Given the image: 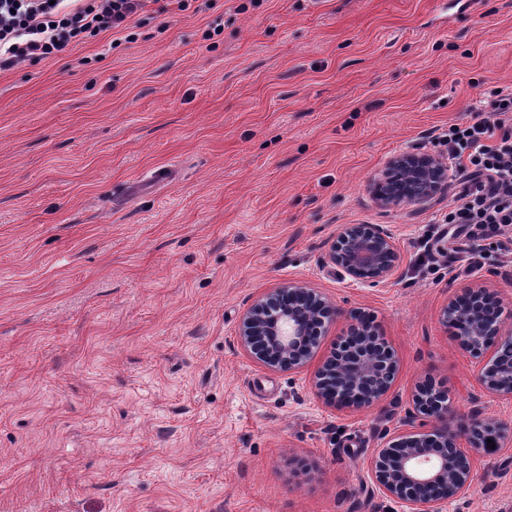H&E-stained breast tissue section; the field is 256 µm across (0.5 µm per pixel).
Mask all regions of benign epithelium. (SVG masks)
I'll return each mask as SVG.
<instances>
[{
  "instance_id": "7a95c632",
  "label": "benign epithelium",
  "mask_w": 512,
  "mask_h": 512,
  "mask_svg": "<svg viewBox=\"0 0 512 512\" xmlns=\"http://www.w3.org/2000/svg\"><path fill=\"white\" fill-rule=\"evenodd\" d=\"M447 179V167L427 154L403 153L388 163L376 184L380 205L423 204ZM328 262L353 280L380 283L394 274L400 255L394 237L377 224H346L336 235ZM484 287L452 298L442 321L453 330L461 349L483 357L492 340L512 342L502 334L501 309ZM339 310L325 296L303 284L288 282L269 289L243 314L239 339L252 357L268 368L297 370L313 356L326 325ZM397 369L395 357L379 328L366 316L349 315L345 339L317 369L316 394L336 407H363L389 389ZM483 389L512 399V354L494 351L477 372ZM414 409L432 419L423 432L402 436L377 449L371 462L375 488L406 504L407 512H441V505L470 489L475 464L458 440L466 435L474 448L493 454L487 440L498 438L496 428L476 417L455 423L448 393L431 379L421 381L413 397Z\"/></svg>"
}]
</instances>
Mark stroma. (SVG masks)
Segmentation results:
<instances>
[{
	"instance_id": "stroma-1",
	"label": "stroma",
	"mask_w": 512,
	"mask_h": 512,
	"mask_svg": "<svg viewBox=\"0 0 512 512\" xmlns=\"http://www.w3.org/2000/svg\"><path fill=\"white\" fill-rule=\"evenodd\" d=\"M132 43L103 32L0 71V512H403L376 448L421 430L432 377L500 432L443 512H512V400L442 322L482 286L512 331V255L483 244L417 265L451 189L381 206L388 161L512 87V0L149 4ZM166 178H158V171ZM345 224H379L384 283L328 263ZM288 281L373 317L398 362L374 404L243 350L244 311Z\"/></svg>"
}]
</instances>
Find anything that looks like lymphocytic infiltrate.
I'll return each mask as SVG.
<instances>
[{
	"label": "lymphocytic infiltrate",
	"mask_w": 512,
	"mask_h": 512,
	"mask_svg": "<svg viewBox=\"0 0 512 512\" xmlns=\"http://www.w3.org/2000/svg\"><path fill=\"white\" fill-rule=\"evenodd\" d=\"M150 0H0V71L67 52L81 35L120 31L134 41L133 26ZM495 115L449 124V182L455 204L445 214L450 238L472 245L512 241V87L492 90Z\"/></svg>",
	"instance_id": "obj_1"
}]
</instances>
